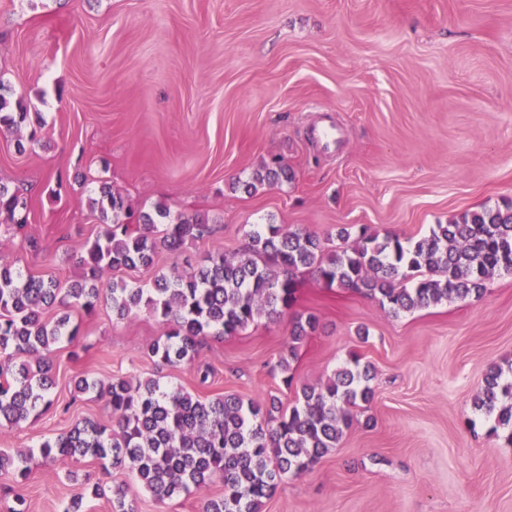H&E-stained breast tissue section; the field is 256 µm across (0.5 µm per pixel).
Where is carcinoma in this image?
<instances>
[{
	"label": "carcinoma",
	"mask_w": 512,
	"mask_h": 512,
	"mask_svg": "<svg viewBox=\"0 0 512 512\" xmlns=\"http://www.w3.org/2000/svg\"><path fill=\"white\" fill-rule=\"evenodd\" d=\"M29 116L23 100L12 103L0 94V131H19ZM288 179V166L274 160L242 186L250 194ZM93 207L102 228L81 258L86 282L64 291L51 277L25 276L0 263V354L6 356L0 361V431L34 420L54 405L56 345L73 342L80 333L67 316L53 323L45 319L56 304L92 316L104 301L120 319L149 310L167 329L148 353L158 364L174 366L192 361L208 336H233L263 315L273 318L290 310L303 270L329 286L375 299L396 316L452 299H478L493 275L512 274L511 204L465 212L417 239L382 235L362 225L351 249L342 251L325 249L311 232L267 224L253 230L243 251L231 258L212 257L190 272L175 269L157 277L151 288L122 279L100 288L97 283L113 271L148 268L159 247L176 251L211 227L202 217L173 214L161 204L152 213L136 212L105 181ZM29 214L25 194L0 184V223L21 230ZM159 224L164 229L157 238L153 232ZM318 327L312 314L292 322L288 356L278 361L285 384L293 380L290 358L296 345ZM372 379L371 365L354 354L324 385L301 386L297 404L283 413L273 396L262 402L236 394L201 400L154 378L134 384L82 376L75 388L105 401L113 427L78 421L44 440L40 452L52 461L89 455L104 468L125 470L136 479L134 488L97 483L90 494L74 496L65 512H83L87 496L111 497L112 512H135L138 489L162 502L201 489L215 477L223 481L224 493L207 500L203 512H261L284 477L309 470L336 447L350 424V409L373 401ZM473 407L493 420V431L508 432L512 441V367L489 368ZM29 456L0 448V472L26 480Z\"/></svg>",
	"instance_id": "carcinoma-1"
}]
</instances>
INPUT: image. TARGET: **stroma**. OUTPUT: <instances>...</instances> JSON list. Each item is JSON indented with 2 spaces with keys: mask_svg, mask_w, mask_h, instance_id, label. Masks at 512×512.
Segmentation results:
<instances>
[{
  "mask_svg": "<svg viewBox=\"0 0 512 512\" xmlns=\"http://www.w3.org/2000/svg\"><path fill=\"white\" fill-rule=\"evenodd\" d=\"M0 83L38 114L24 149L0 132V183L30 204L24 229L0 224V262L63 289L83 279L103 180L132 208L163 202L213 221L152 267L120 271L144 288L235 256L260 225L342 250L343 227L418 237L512 201V0H0ZM274 158L291 182L239 188ZM297 280L291 314L207 338L175 366L147 354L165 331L148 310L118 320L53 308L49 319L69 315L80 338L54 353L53 407L0 432V448L38 447L80 420L110 424L103 401L76 390L81 376L275 396L287 410L356 352L374 369L373 402L261 512H512V444L473 408L489 366L512 363V274H495L482 298L399 316L309 273ZM295 313L320 326L288 387L275 367ZM88 478L128 474L37 456L21 492L30 512H63ZM222 490L217 478L163 502L142 493L136 512H201Z\"/></svg>",
  "mask_w": 512,
  "mask_h": 512,
  "instance_id": "obj_1",
  "label": "stroma"
}]
</instances>
